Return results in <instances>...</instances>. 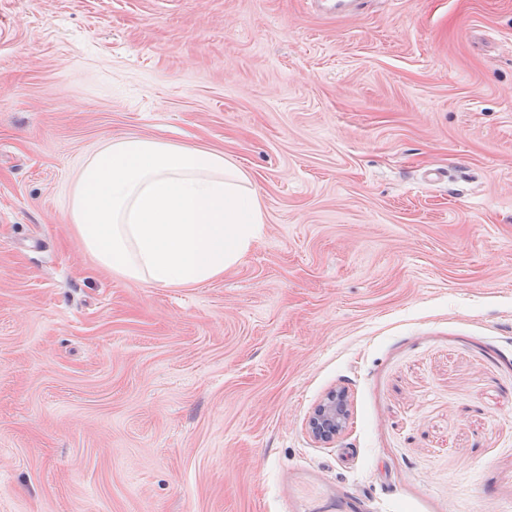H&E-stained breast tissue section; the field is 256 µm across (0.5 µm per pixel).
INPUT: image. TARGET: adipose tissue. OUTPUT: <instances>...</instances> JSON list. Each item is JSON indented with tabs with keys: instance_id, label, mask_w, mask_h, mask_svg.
Returning <instances> with one entry per match:
<instances>
[{
	"instance_id": "adipose-tissue-1",
	"label": "adipose tissue",
	"mask_w": 512,
	"mask_h": 512,
	"mask_svg": "<svg viewBox=\"0 0 512 512\" xmlns=\"http://www.w3.org/2000/svg\"><path fill=\"white\" fill-rule=\"evenodd\" d=\"M69 219L102 268L158 288L209 283L259 238L261 197L224 153L115 137L80 167Z\"/></svg>"
}]
</instances>
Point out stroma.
<instances>
[{"label": "stroma", "mask_w": 512, "mask_h": 512, "mask_svg": "<svg viewBox=\"0 0 512 512\" xmlns=\"http://www.w3.org/2000/svg\"><path fill=\"white\" fill-rule=\"evenodd\" d=\"M126 135L247 172L222 278L85 253ZM0 512H512V0H0ZM348 417L345 394H331L314 410L308 422L309 432L317 440L332 441L345 431Z\"/></svg>", "instance_id": "stroma-1"}]
</instances>
